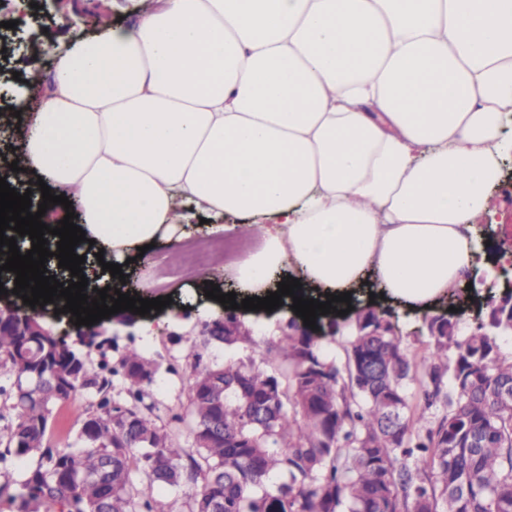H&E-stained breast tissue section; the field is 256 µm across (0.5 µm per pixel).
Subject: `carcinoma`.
<instances>
[{
	"instance_id": "obj_1",
	"label": "carcinoma",
	"mask_w": 512,
	"mask_h": 512,
	"mask_svg": "<svg viewBox=\"0 0 512 512\" xmlns=\"http://www.w3.org/2000/svg\"><path fill=\"white\" fill-rule=\"evenodd\" d=\"M389 310L360 309L327 335H285L283 367L269 373L246 361L194 355L188 401L193 447L153 417L160 366L136 348L110 369L106 352L93 363L58 349L49 336L0 331V375L13 378L0 396L15 421L0 433V493L25 465L19 512H202L220 498L223 512H512V303L487 306L485 321L463 331L459 318L425 317L428 353L416 359L398 336H369L359 320L382 321ZM336 343L344 363L323 343ZM377 371L360 377L363 357ZM224 373V395L204 393L209 374ZM127 398L112 399L111 376ZM68 398L94 389L98 400L76 408L82 426L72 443L46 440L61 384ZM421 389L423 412L410 403ZM400 404L391 422L392 403ZM435 417L418 425L424 411ZM136 426L122 434L120 417ZM224 421V436L205 439L199 426ZM191 483L196 491L167 499L159 489Z\"/></svg>"
}]
</instances>
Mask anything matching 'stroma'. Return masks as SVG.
<instances>
[{"instance_id":"obj_1","label":"stroma","mask_w":512,"mask_h":512,"mask_svg":"<svg viewBox=\"0 0 512 512\" xmlns=\"http://www.w3.org/2000/svg\"><path fill=\"white\" fill-rule=\"evenodd\" d=\"M36 7H19L17 0H0V119L13 118L15 112L29 113L39 108L43 95V76L55 64L54 57L42 55L45 42H53L58 51H66L79 39L98 34L100 26L99 0H36ZM71 6L72 13L66 27L50 25V16L64 6ZM16 21V28H6V21ZM40 57L41 72L27 75L25 81L14 80L13 75L24 72L31 57ZM505 179L492 192L497 207L495 215L487 217L490 242H498L503 236L512 235V157L504 165ZM171 245L164 240L156 241L150 248L147 262H134L129 266L127 291L141 298L171 296L172 302L156 313L151 323L153 331L144 334L141 324L126 327L120 324L107 326L112 336L106 348L109 362H117L127 348L136 347L145 351L161 367L160 376L165 386L156 392L158 414L162 422H170L172 416L189 418L190 409L186 397L191 382L186 357L198 352L204 358L219 354L221 360L264 357L277 352L282 331L290 317L287 308H279L271 316H248L253 329L252 341L232 348L218 349L206 344L203 330L217 319L222 309L217 301L198 296V284L187 272L164 278L155 271L157 254L171 252ZM91 392L77 394L75 401L55 405L47 437L51 444L62 446L72 442L82 426L81 418L73 411L74 405H88Z\"/></svg>"}]
</instances>
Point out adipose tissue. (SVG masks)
<instances>
[{"label": "adipose tissue", "mask_w": 512, "mask_h": 512, "mask_svg": "<svg viewBox=\"0 0 512 512\" xmlns=\"http://www.w3.org/2000/svg\"><path fill=\"white\" fill-rule=\"evenodd\" d=\"M510 127L512 0H148L59 56L13 179L68 197L110 263L235 214L242 294L371 275L422 313L486 262Z\"/></svg>", "instance_id": "obj_1"}]
</instances>
